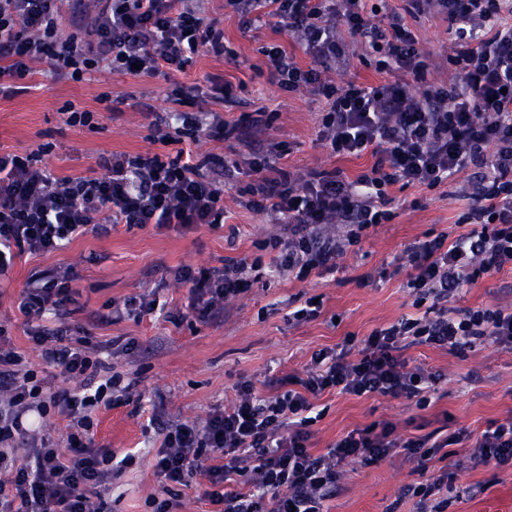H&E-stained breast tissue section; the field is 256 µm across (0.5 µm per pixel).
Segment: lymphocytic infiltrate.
I'll use <instances>...</instances> for the list:
<instances>
[{"instance_id":"1","label":"lymphocytic infiltrate","mask_w":512,"mask_h":512,"mask_svg":"<svg viewBox=\"0 0 512 512\" xmlns=\"http://www.w3.org/2000/svg\"><path fill=\"white\" fill-rule=\"evenodd\" d=\"M74 31L61 36L59 0H0V97L22 92L31 65L44 62L51 79H81L105 66L151 77L162 69L186 70L198 52L233 58L224 32L205 0H71ZM367 0H227L249 29L276 24L309 56L300 64L278 43L262 47L271 78L289 92L323 97L317 139L332 155L371 154L370 168L348 179L338 169L293 172L281 167L285 142L261 139L274 115L266 108L232 121L220 113L155 117L154 139L176 145L175 156L157 153L102 156L85 172L57 176L40 152L0 153V276L28 255L54 253L109 225L186 233L224 223V192L238 193L246 209L278 226L260 247L268 265L228 258L219 267L180 266L174 279L189 288L187 308L170 307L167 321L211 322L229 300L250 292L263 276L298 281L333 272L336 261L370 229L388 223L393 186L436 189L471 168V203L459 221L467 233H447L409 246L405 283L429 312L401 317L375 329L358 356L324 349L305 370L259 392L253 380L236 386V401L198 420L151 418L161 443L154 474V512H173L174 485L205 477L204 498L216 512H324L345 466L375 463L397 454L428 465L440 449L471 443V459L485 467H512V419L492 422L480 434L459 428L402 435L389 422L372 423L338 438L326 453L309 447L313 401L340 391L380 394L426 406L435 377L403 355L412 346L464 350L474 341L512 349V304L449 309L465 285L512 266V23L500 17L502 0H407L412 13L446 16L457 50L444 85L410 91L430 66L417 38L398 13L374 23ZM347 30L375 58L384 82L337 85L346 64ZM234 140L239 158L215 167L196 161L185 142L200 130ZM73 275L49 267L27 282L18 305L27 338L47 366L77 389L52 390L0 325V512H103L101 489L130 464L94 445L99 409L127 399L111 348L72 336L46 315L64 316ZM65 420L59 442L28 424L30 413Z\"/></svg>"}]
</instances>
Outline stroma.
Returning a JSON list of instances; mask_svg holds the SVG:
<instances>
[{"instance_id": "obj_1", "label": "stroma", "mask_w": 512, "mask_h": 512, "mask_svg": "<svg viewBox=\"0 0 512 512\" xmlns=\"http://www.w3.org/2000/svg\"><path fill=\"white\" fill-rule=\"evenodd\" d=\"M207 10L223 25L224 37L237 51L236 60L210 55L195 57L192 66L155 77H139L103 68L82 80L50 81L43 63H33L27 92L0 98V150H51L43 162L55 174L74 175L93 166L99 156L136 152L175 153V146L155 142L147 113L195 112L199 106L171 97L174 85L201 86L203 90L232 83L240 86V105L215 103L225 119H237L242 109L259 106L277 111L266 135L287 142L290 151L282 165L289 170L340 168L356 177L373 158L334 157L317 141L323 98L311 93H287L272 82L262 46L286 44L301 64L309 59L297 44L267 25L242 33L240 20L225 9L224 0H209ZM420 50L431 58L429 82L447 80L454 56V31L446 19L430 15L407 17ZM100 115L96 128L66 124L68 109ZM470 171H462L437 189L421 187L390 190L394 217L363 237L354 251L340 261L335 273L300 282L266 277L243 297L227 304L222 319L210 324L184 322L181 326L160 318L125 319L105 324L100 320L115 300L156 292L160 301L179 307L188 304V290L175 282L173 268L181 265L222 266L227 257H250L269 263L260 241L273 234L265 217L238 204L234 191L224 193L222 227L207 226L181 235L152 229L116 226L109 235L86 234L50 255H32L15 265L9 281L0 286V324L8 327L15 344L32 363L27 324L17 299L31 271L65 266L75 274L76 293L65 321L84 327L93 342L123 346L135 340L132 354L118 355L116 366L123 382L132 386L133 400L101 409L94 440L116 453H131L133 460L120 478L102 488L105 512H153L149 499L157 489L153 456L158 440L148 430L152 408L182 418L207 415L213 406L235 399V386L244 378L263 384L302 372L312 355L335 349L346 338L361 342L379 327L404 316H419L423 307L404 283L407 269L403 249L426 237L447 232L457 237V220L470 203L466 186ZM321 302V314L310 321L293 320L292 313L307 298ZM512 303V270L481 277L461 289L458 307ZM410 364L438 374L427 393L428 404L379 394L354 396L331 393L315 400L317 419L310 426L314 453L326 452L340 436L374 422L393 423L403 434H425L441 427L468 428L480 434L491 422L512 417V350L479 340L460 352L429 346L405 350ZM468 443L449 446L448 459L461 476L448 494L446 512H512V468L473 466ZM428 479L417 462L392 455L373 464L347 466L329 497L326 512H418L419 499L410 488Z\"/></svg>"}]
</instances>
